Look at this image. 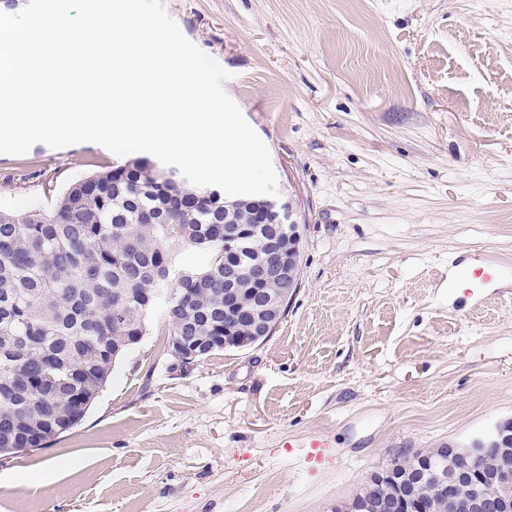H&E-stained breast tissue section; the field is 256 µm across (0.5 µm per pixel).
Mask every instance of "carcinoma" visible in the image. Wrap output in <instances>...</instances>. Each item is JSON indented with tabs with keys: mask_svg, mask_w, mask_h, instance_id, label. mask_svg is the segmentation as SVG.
<instances>
[{
	"mask_svg": "<svg viewBox=\"0 0 512 512\" xmlns=\"http://www.w3.org/2000/svg\"><path fill=\"white\" fill-rule=\"evenodd\" d=\"M172 171L137 159L76 180L48 209L0 215V448H45L71 410L84 417L149 308L187 341L241 324L192 326L177 309H224V225L251 211ZM184 246L200 267L175 268Z\"/></svg>",
	"mask_w": 512,
	"mask_h": 512,
	"instance_id": "1",
	"label": "carcinoma"
}]
</instances>
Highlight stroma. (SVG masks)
<instances>
[{
    "label": "stroma",
    "instance_id": "obj_1",
    "mask_svg": "<svg viewBox=\"0 0 512 512\" xmlns=\"http://www.w3.org/2000/svg\"><path fill=\"white\" fill-rule=\"evenodd\" d=\"M165 5L269 149L301 285L186 373L150 313L78 426L0 459V512H336L398 449L512 420V0ZM123 162L0 154V211ZM476 250L505 277L449 288Z\"/></svg>",
    "mask_w": 512,
    "mask_h": 512
}]
</instances>
